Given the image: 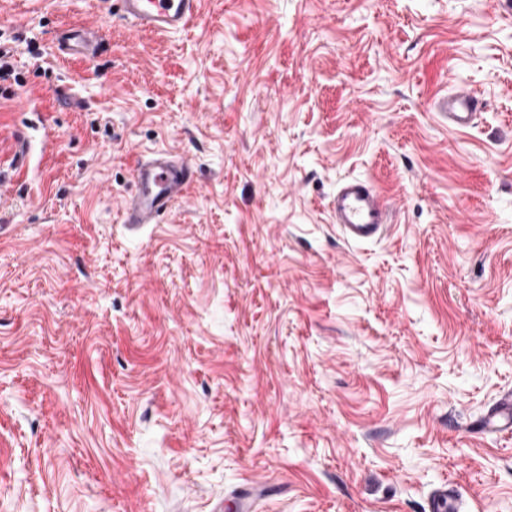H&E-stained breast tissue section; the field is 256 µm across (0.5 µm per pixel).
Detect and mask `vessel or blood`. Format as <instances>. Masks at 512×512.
I'll list each match as a JSON object with an SVG mask.
<instances>
[{"mask_svg":"<svg viewBox=\"0 0 512 512\" xmlns=\"http://www.w3.org/2000/svg\"><path fill=\"white\" fill-rule=\"evenodd\" d=\"M120 16L138 31L176 34L196 18L202 0H115ZM99 40L97 26L66 31L59 39L61 56L94 57ZM485 103L477 92L447 96L441 105L450 126L468 129L483 111ZM135 190L121 201L125 223L140 227L158 223L160 217L182 198L196 180L194 166L184 157L157 151L137 160ZM333 222L344 239L368 243L384 236L391 224V211L365 178L341 181L330 201ZM492 432L512 433V393H504L489 410L483 423Z\"/></svg>","mask_w":512,"mask_h":512,"instance_id":"1","label":"vessel or blood"}]
</instances>
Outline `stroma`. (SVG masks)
<instances>
[{"label":"stroma","mask_w":512,"mask_h":512,"mask_svg":"<svg viewBox=\"0 0 512 512\" xmlns=\"http://www.w3.org/2000/svg\"><path fill=\"white\" fill-rule=\"evenodd\" d=\"M0 36V512H428L444 481L512 512V435L476 429L512 391L507 0H202L178 34L0 0ZM160 150L198 182L130 228ZM348 176L378 241L331 221ZM99 40L98 27L90 25L85 28L67 30L58 40L57 51L61 56H83L93 58ZM484 107V100L478 93L469 91L465 94L448 95L442 102L441 113L448 117V125L458 129H469L474 126ZM330 211L343 238L353 243L379 240L392 223L387 202L366 178L341 181L330 201Z\"/></svg>","instance_id":"35a3bbf8"}]
</instances>
